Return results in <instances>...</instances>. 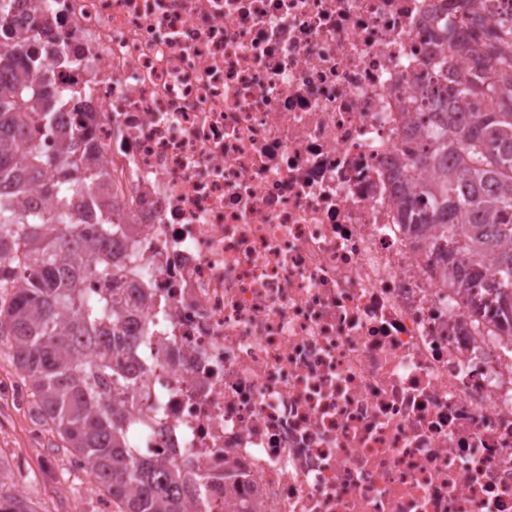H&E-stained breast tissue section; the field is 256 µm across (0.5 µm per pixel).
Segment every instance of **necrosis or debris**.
I'll use <instances>...</instances> for the list:
<instances>
[{
  "instance_id": "obj_1",
  "label": "necrosis or debris",
  "mask_w": 512,
  "mask_h": 512,
  "mask_svg": "<svg viewBox=\"0 0 512 512\" xmlns=\"http://www.w3.org/2000/svg\"><path fill=\"white\" fill-rule=\"evenodd\" d=\"M512 0H8L96 150L132 290L136 446L232 473L207 512H512V335L399 222L406 106Z\"/></svg>"
}]
</instances>
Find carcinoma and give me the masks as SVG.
Listing matches in <instances>:
<instances>
[{
  "instance_id": "obj_1",
  "label": "carcinoma",
  "mask_w": 512,
  "mask_h": 512,
  "mask_svg": "<svg viewBox=\"0 0 512 512\" xmlns=\"http://www.w3.org/2000/svg\"><path fill=\"white\" fill-rule=\"evenodd\" d=\"M498 26L490 44L449 47L413 101L411 111L426 115L428 142L402 172L399 220L429 234L475 306L512 329V15ZM51 107L24 76L0 81V355L15 361L38 421L86 461L113 512H191L209 476L187 479L160 448L140 455L116 401L131 387L123 367L108 350L80 360L79 339L109 335L121 312L118 296L110 305L83 302L80 280L106 266L76 261L70 188L51 187L58 198L49 210L15 206L26 191L23 172L51 170L69 151L62 143L45 152L24 135L30 125H49ZM428 168L439 171L436 179L421 178ZM80 171L87 193L103 185L88 164ZM0 512L35 510L0 482Z\"/></svg>"
}]
</instances>
